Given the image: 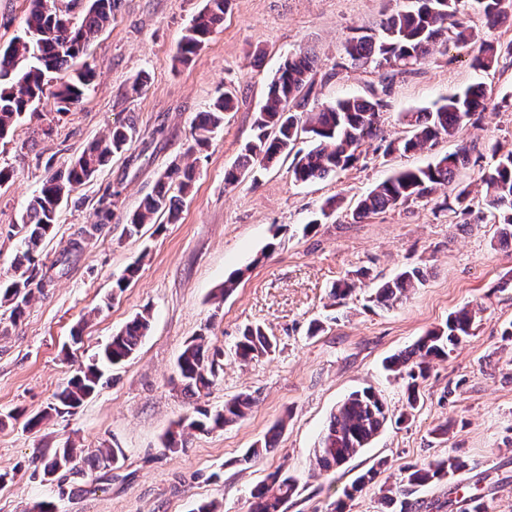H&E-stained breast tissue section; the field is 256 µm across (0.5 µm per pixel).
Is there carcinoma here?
Segmentation results:
<instances>
[{
  "mask_svg": "<svg viewBox=\"0 0 512 512\" xmlns=\"http://www.w3.org/2000/svg\"><path fill=\"white\" fill-rule=\"evenodd\" d=\"M479 5L484 24L495 28L512 20V0H474ZM117 0H89L81 22L72 19L56 6V0H30L25 19L29 38H18L0 50V140L5 139L25 113L35 109L50 77L70 67V63L87 53L92 40L110 22ZM228 0H207L186 29L178 44L177 59L192 61L209 36L224 21ZM461 0H396V8L385 12L377 26L363 34L348 38L344 44L345 57L354 68L370 67L392 79L397 75L414 73L436 54L466 51L472 54L476 68L489 72L502 65L512 66V40L506 44L483 40L467 21L460 9ZM95 76L86 64L75 71L55 92L57 111H71L83 100ZM315 58L301 50L289 57L272 77L265 103L256 113L253 138L244 148L238 167L225 176L228 185L266 168L283 155L294 154L293 175L300 182L322 180L359 161L362 147L377 138L380 113L387 103L375 90L365 96H350L308 108L313 92ZM233 97L224 93L207 112H200L193 121L194 148L206 145L215 131L224 124V112L232 107ZM512 110V100L502 97L492 100L484 83L469 86L464 92L451 95L430 109L403 113L407 135L389 141L387 155H406L431 149L443 138L456 139L463 135L474 117L487 109ZM135 133L133 124L115 126L103 138L90 143L82 153L63 169L53 172L39 193L30 199L18 224L21 247L13 260L14 276L0 284V303L11 305L10 319L17 323L25 314L33 293L50 285L81 257L87 241L102 233L112 223L114 208L120 192L106 191L98 201L95 220L81 226L69 244L51 264L39 259V248L56 222L62 201L69 197L73 186L94 177L109 159L125 150ZM307 135L309 146H299L301 135ZM496 164L478 169L473 182L484 188L483 206L474 208L469 185L457 179L460 169L470 163L477 151L474 141L461 142L458 149L434 159L423 166L396 170L361 196L353 217L363 219L409 203L428 199L444 191L442 207L473 219L475 223L492 217L497 235L512 240V149L493 144L489 147ZM196 179L191 163L172 162L160 175L153 194L133 213L125 224V233L139 234L143 225L159 212L170 219L178 218L179 195L186 193ZM178 194H170L172 184ZM426 282L424 269L413 266L400 271L393 279L375 288L370 302L379 307H393L415 288ZM479 303L468 304L451 313L442 327L428 330L411 349L394 355L387 369L407 380L408 407L418 400V379L425 377L429 363L445 359L461 341L472 335ZM150 329L148 313L136 314L127 325L112 336L101 354L80 365L63 388L54 396L44 415L29 419L31 428L38 426L43 416L53 411L67 414L79 408L98 388L103 365H117L138 350ZM275 348V340L261 325L246 328L235 345L236 356L246 362L267 355ZM224 351L209 343L200 333L187 340L177 358L176 372L181 390L195 396L215 384ZM252 405L248 395H238L224 403L216 412L196 410V416L177 423L180 432L170 434L166 448L178 451L179 441L187 431L221 428L245 417ZM388 419V407L372 389L350 393L331 415L320 435L315 455L320 469L330 472L345 463L360 449L367 447ZM77 449L70 445L52 454L40 455L43 472L60 474L59 482L74 473L73 462ZM123 456L117 445L98 449L93 468L111 464ZM466 464L455 456L424 463L405 464L400 468L397 489L383 491L382 500L390 505L401 495L400 512H411L413 503L407 497L419 488L446 482L448 493L458 492L453 484L455 475ZM298 488L296 477L274 472L268 483L252 493L251 512H283L284 505Z\"/></svg>",
  "mask_w": 512,
  "mask_h": 512,
  "instance_id": "obj_1",
  "label": "carcinoma"
}]
</instances>
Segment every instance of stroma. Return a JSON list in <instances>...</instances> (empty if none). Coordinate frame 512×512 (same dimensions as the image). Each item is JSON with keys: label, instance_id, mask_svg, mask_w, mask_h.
Here are the masks:
<instances>
[{"label": "stroma", "instance_id": "1", "mask_svg": "<svg viewBox=\"0 0 512 512\" xmlns=\"http://www.w3.org/2000/svg\"><path fill=\"white\" fill-rule=\"evenodd\" d=\"M386 4L231 0L222 26L191 63L181 64L179 40L205 0H119L85 58L96 78L82 103L57 112L52 93L69 74H54L35 111L0 141V168L11 173L0 188V281H6L20 247V215L45 178L112 126L131 121L136 128L126 150L62 202L40 257L55 259L75 230L92 222L102 194L116 189L111 224L67 275L35 295L19 322H10L8 306L0 305V471L11 475L0 484V512H29L42 501L58 512H194L204 501L216 502L218 512H249L251 491L277 470L299 481L286 512H333L344 488L375 466L380 474L348 501L347 512H399V504L382 503L383 485L396 482L401 465L448 455L467 463L455 478L459 496L476 488L487 512H512V338L502 334L512 323V241L500 240L492 224L465 223L432 201L352 218L357 199L395 169L427 165L455 151L456 142L387 157L369 145L353 167L312 183L296 182L287 159L257 179L224 183L288 53L303 47L315 56L310 105L378 87L377 73L342 67V44L375 27ZM139 79L144 87L132 94ZM479 82L495 96H512V67L488 74L469 57H441L397 76L381 114L383 135L403 136L402 113ZM228 88L235 108L208 147L189 153L196 114ZM466 135L512 148V112L486 111ZM184 157L195 165L196 180L182 198L180 221L161 216L126 235L127 216L171 161ZM336 195L344 199L341 209L322 217V204ZM132 264L137 276L116 289V278ZM416 265L427 272L423 286L393 308L372 306L374 286ZM360 269L367 272L363 283L346 299H333V284ZM234 273L237 288L221 296ZM475 301L483 307L479 326L448 359L430 363L417 407L408 409L405 382L385 369V360ZM146 309L151 327L134 356L106 371L74 414L46 416L74 370ZM315 319L323 329L312 336ZM255 323L277 338V350L240 361L234 344ZM203 331L223 348V366L209 391L190 398L176 382L175 362L185 342ZM364 387L385 400L387 423L336 472H320L314 449L329 415ZM242 393L255 400L246 418L191 432L179 452L166 449L176 422ZM38 414L42 422L27 428ZM272 432L274 448L244 461L245 451ZM70 442L80 449L75 466L82 470L106 444L119 445L124 457L74 478L72 493L61 498L56 483L39 474L38 458Z\"/></svg>", "mask_w": 512, "mask_h": 512}]
</instances>
